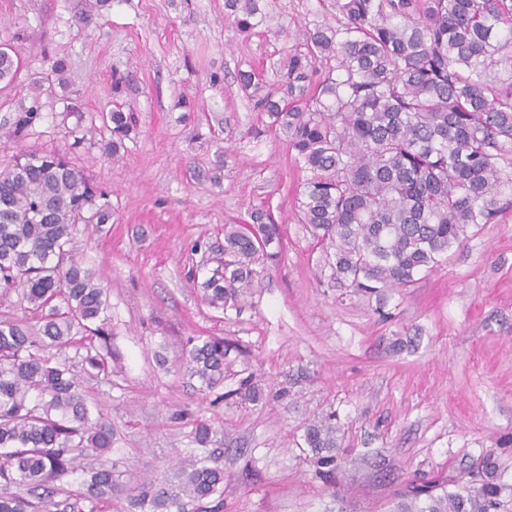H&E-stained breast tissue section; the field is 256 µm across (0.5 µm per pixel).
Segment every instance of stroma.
<instances>
[{
	"mask_svg": "<svg viewBox=\"0 0 512 512\" xmlns=\"http://www.w3.org/2000/svg\"><path fill=\"white\" fill-rule=\"evenodd\" d=\"M259 8L242 32L225 0H0V43L21 62L0 80V134L16 113L40 114L0 145V167L65 154L112 212L78 249L109 292L117 373L83 391L112 422L119 480L80 512H127L189 456L199 421L224 451V500L188 512H393L407 481L447 480L490 448L512 485V208L411 287L339 301L296 222L305 174L239 80L276 88L293 33L337 17L325 0ZM118 107L136 123L115 152L102 116ZM256 208L281 224V257L225 313L188 279L193 246ZM198 336L236 343L234 370L287 384L288 398L237 407L157 364L156 351L176 360ZM330 410L346 461L333 494L299 446Z\"/></svg>",
	"mask_w": 512,
	"mask_h": 512,
	"instance_id": "stroma-1",
	"label": "stroma"
}]
</instances>
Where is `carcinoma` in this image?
<instances>
[{"label":"carcinoma","mask_w":512,"mask_h":512,"mask_svg":"<svg viewBox=\"0 0 512 512\" xmlns=\"http://www.w3.org/2000/svg\"><path fill=\"white\" fill-rule=\"evenodd\" d=\"M253 27L258 0H227ZM337 25L300 33L279 92L255 101L307 173L298 223L322 249L324 283L340 295L408 288L466 238L512 206V0H333ZM509 68L501 78L495 67ZM35 119L19 112L8 132L20 139ZM112 149L133 129L115 110ZM111 214L72 162L56 153L20 155L0 170V299L38 312V326L0 320V512H58L55 495L75 501L112 497V424L90 415L66 350H84L90 378L112 376L107 290L73 253L79 225L101 230ZM281 225L262 209L246 224L224 225L208 247L216 264L198 286L223 312L238 311L260 276L276 265ZM236 348L224 339L188 340L176 364L217 401L257 405L270 394L252 373L224 390ZM336 411L304 426L318 475L342 470ZM190 467L177 489L149 482L130 512H186L224 494L213 427L196 424ZM89 479L77 489V470ZM450 488H445V485ZM412 483L395 512H512L494 452L447 481Z\"/></svg>","instance_id":"cac0c4a2"}]
</instances>
